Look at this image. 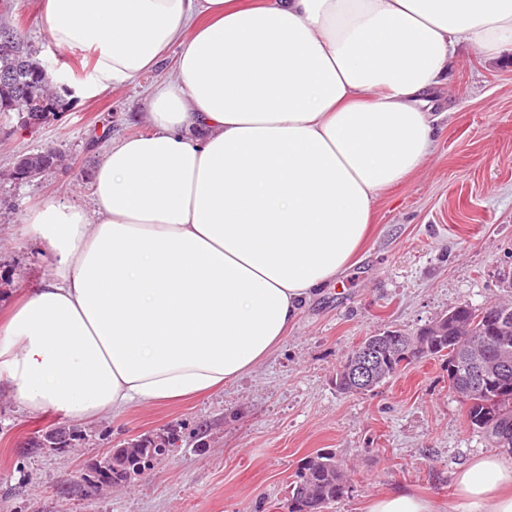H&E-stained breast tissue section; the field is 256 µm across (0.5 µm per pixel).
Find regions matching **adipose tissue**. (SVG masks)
Here are the masks:
<instances>
[{
    "mask_svg": "<svg viewBox=\"0 0 512 512\" xmlns=\"http://www.w3.org/2000/svg\"><path fill=\"white\" fill-rule=\"evenodd\" d=\"M88 50L81 97L177 48L145 134L112 142L92 208L42 200L49 259L0 318V387L79 423L222 390L339 282L381 196L419 172L457 47L512 46V0H40ZM463 512H512V455L453 473Z\"/></svg>",
    "mask_w": 512,
    "mask_h": 512,
    "instance_id": "adipose-tissue-1",
    "label": "adipose tissue"
}]
</instances>
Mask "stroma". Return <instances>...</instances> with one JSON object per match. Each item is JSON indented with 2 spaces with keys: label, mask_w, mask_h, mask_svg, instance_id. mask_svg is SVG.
I'll return each instance as SVG.
<instances>
[{
  "label": "stroma",
  "mask_w": 512,
  "mask_h": 512,
  "mask_svg": "<svg viewBox=\"0 0 512 512\" xmlns=\"http://www.w3.org/2000/svg\"><path fill=\"white\" fill-rule=\"evenodd\" d=\"M44 62L53 78L80 81L88 53L52 41L38 0H12L0 24ZM451 115L425 167L387 192L374 229L341 286L323 289L272 354L224 391L179 403L133 407L84 426L68 448L29 447L35 431L68 426L49 411L26 413L0 391V512H288L303 459L335 454L349 490L327 512H365L376 495L405 488L462 512L451 475L493 451L469 427L440 358L414 362L370 392L336 389V368L363 338L417 331L449 307L512 300V49L487 61L458 49ZM163 63L136 83L66 100L30 132L0 125V171L54 148L62 162L19 183L0 181V312L36 287L47 261L23 233L44 198L91 207L92 175L111 141L143 132L150 88L170 78ZM177 443L121 485L89 488L97 461L124 442L163 431Z\"/></svg>",
  "instance_id": "35a3bbf8"
}]
</instances>
